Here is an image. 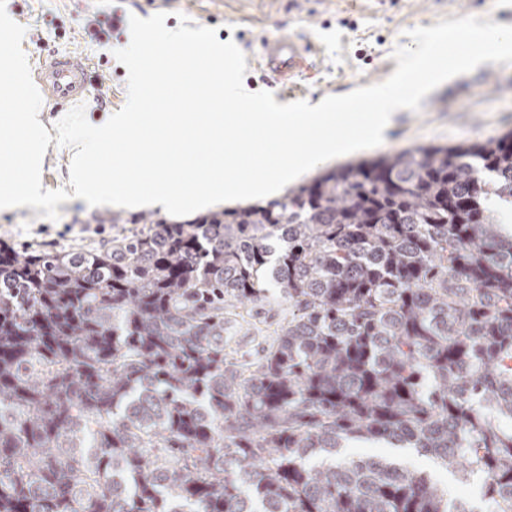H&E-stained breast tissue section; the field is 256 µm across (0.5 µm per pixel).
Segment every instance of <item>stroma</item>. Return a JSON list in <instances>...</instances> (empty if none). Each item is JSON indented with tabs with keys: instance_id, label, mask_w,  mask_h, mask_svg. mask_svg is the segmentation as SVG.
I'll return each instance as SVG.
<instances>
[{
	"instance_id": "stroma-1",
	"label": "stroma",
	"mask_w": 512,
	"mask_h": 512,
	"mask_svg": "<svg viewBox=\"0 0 512 512\" xmlns=\"http://www.w3.org/2000/svg\"><path fill=\"white\" fill-rule=\"evenodd\" d=\"M6 7L26 29L34 64L50 55H72L89 67V112L120 110L127 102V69L114 51L129 40L119 29L108 38L91 39L84 30L94 12H118L141 18L166 13V26L179 15L193 25L215 28L221 41H233L249 59L244 77L248 91L282 95L271 74L254 65L260 43L270 36L312 41L316 64L295 88L299 99L316 104L328 95H344L381 82L395 71L392 54L411 45L406 30L431 27L466 15L512 25V0H6ZM512 131V65L487 62L452 78L422 99L419 111L401 112L395 128L379 147L334 159V166L373 160L404 149L454 146L485 141ZM51 220L41 210L0 215V240L17 249L94 245L115 231L113 217L129 221L131 213L88 211L59 206ZM288 301L269 289L264 307H245L243 317L224 335L239 359L252 362L274 339L277 324L288 320Z\"/></svg>"
}]
</instances>
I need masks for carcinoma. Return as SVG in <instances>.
I'll return each instance as SVG.
<instances>
[{"instance_id":"1","label":"carcinoma","mask_w":512,"mask_h":512,"mask_svg":"<svg viewBox=\"0 0 512 512\" xmlns=\"http://www.w3.org/2000/svg\"><path fill=\"white\" fill-rule=\"evenodd\" d=\"M512 132L98 248L0 241V512H512ZM288 298L256 362L224 312ZM349 443L413 448L467 499Z\"/></svg>"}]
</instances>
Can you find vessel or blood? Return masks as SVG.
Wrapping results in <instances>:
<instances>
[{
	"mask_svg": "<svg viewBox=\"0 0 512 512\" xmlns=\"http://www.w3.org/2000/svg\"><path fill=\"white\" fill-rule=\"evenodd\" d=\"M315 48L311 43L290 36H275L261 43L260 65L281 83L293 86L313 67ZM39 79L53 98L62 103L84 97L87 91L86 67L73 56L51 57L43 62Z\"/></svg>",
	"mask_w": 512,
	"mask_h": 512,
	"instance_id": "obj_1",
	"label": "vessel or blood"
}]
</instances>
